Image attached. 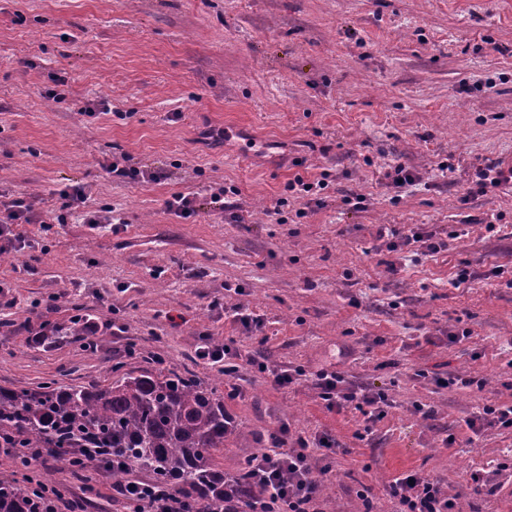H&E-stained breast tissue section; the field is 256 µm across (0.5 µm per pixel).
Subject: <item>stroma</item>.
<instances>
[{
    "mask_svg": "<svg viewBox=\"0 0 512 512\" xmlns=\"http://www.w3.org/2000/svg\"><path fill=\"white\" fill-rule=\"evenodd\" d=\"M61 76L65 94L48 98ZM98 99L111 113L87 115ZM120 155L162 179L108 175ZM494 160L512 165V0H0V201L25 198L41 215L14 225L24 249L0 255L12 302L0 385L106 384L112 366L158 360L210 383L222 370L198 358L201 335L232 338L278 369L341 368L393 406L361 439L362 415L327 409L311 381L276 389L240 363V393L224 399L236 421L225 471L288 424L341 444L323 512H361L363 486L392 512L385 488L410 471L464 512H512V494L464 481L512 459V430L474 440L465 425L512 401V288L486 278L512 267V189L467 195ZM398 163L416 180L395 189L383 174ZM324 172L320 200L287 196L294 174ZM218 183L224 211L208 204ZM74 184L87 200L57 223L58 192ZM179 193L196 197L195 216L167 210ZM105 206L114 223H88ZM387 224L439 232L448 249L387 252ZM462 263L471 277L457 285ZM227 304L262 326L245 330ZM77 315L96 324L94 349L71 334ZM47 321L66 337L31 344ZM456 325L472 335L452 344ZM458 374L485 386H440ZM48 468L88 512H128L111 470Z\"/></svg>",
    "mask_w": 512,
    "mask_h": 512,
    "instance_id": "1",
    "label": "stroma"
}]
</instances>
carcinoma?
Segmentation results:
<instances>
[{
  "mask_svg": "<svg viewBox=\"0 0 512 512\" xmlns=\"http://www.w3.org/2000/svg\"><path fill=\"white\" fill-rule=\"evenodd\" d=\"M224 380L202 383L188 371L161 368L126 372L107 385L43 382L0 386V448H56L129 460L113 471L125 484L136 470L174 492L189 512H228V496L244 503L250 490L243 469L224 471L215 455L234 431L224 409ZM0 512H34L12 473H0Z\"/></svg>",
  "mask_w": 512,
  "mask_h": 512,
  "instance_id": "cac0c4a2",
  "label": "carcinoma"
}]
</instances>
